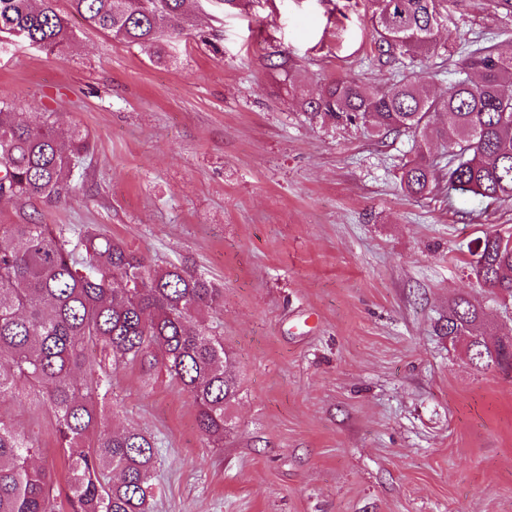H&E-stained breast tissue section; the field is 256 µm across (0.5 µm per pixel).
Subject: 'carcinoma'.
<instances>
[{
	"label": "carcinoma",
	"mask_w": 512,
	"mask_h": 512,
	"mask_svg": "<svg viewBox=\"0 0 512 512\" xmlns=\"http://www.w3.org/2000/svg\"><path fill=\"white\" fill-rule=\"evenodd\" d=\"M188 0H69L88 28L139 46L162 61L196 27ZM380 56L399 50L423 65L438 53L446 0H372ZM51 54L65 53L74 31L52 0H0V37L14 34ZM304 110L360 126L375 135L404 132L414 155L400 183L413 196L439 185L432 146L451 148L448 192L490 202L512 200V53L480 46L462 60L447 95L438 98L407 68L386 87L338 78ZM0 96V201L58 202L68 179L90 151L79 127L60 132L49 112L31 122L8 111ZM0 240V404L34 395L55 422L67 450L69 512H149L156 494L158 451L132 430L101 425L95 403L112 397V381L97 373L85 350L95 344L116 365L160 361L194 400L198 429L224 440V408L236 378L221 337L202 311L220 289L176 265L161 268L118 241L88 231L73 245L47 224H11ZM470 274L504 302L512 301V235L481 240ZM485 312L468 298L452 303L440 331L462 343L478 370L512 368V342L488 344L477 332ZM28 436L0 418V512H56L52 475L30 464Z\"/></svg>",
	"instance_id": "carcinoma-1"
}]
</instances>
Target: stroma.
I'll use <instances>...</instances> for the list:
<instances>
[{"label":"stroma","instance_id":"35a3bbf8","mask_svg":"<svg viewBox=\"0 0 512 512\" xmlns=\"http://www.w3.org/2000/svg\"><path fill=\"white\" fill-rule=\"evenodd\" d=\"M197 27L159 62L72 19L65 54L0 49V90L30 120L53 113L93 151L58 203H0V231L95 228L153 265L222 291L204 317L239 391L220 444L162 365L92 364L112 377L102 424L159 449L153 512H512V373L479 371L439 328L468 296L490 338L512 311L468 271L485 234L512 232V202L407 194L412 142L305 112L347 77L385 87L371 0H192ZM448 54L423 74L443 96L471 41L512 52L491 0H448ZM294 64L291 78L276 55ZM65 486V449L35 400L0 405Z\"/></svg>","mask_w":512,"mask_h":512}]
</instances>
